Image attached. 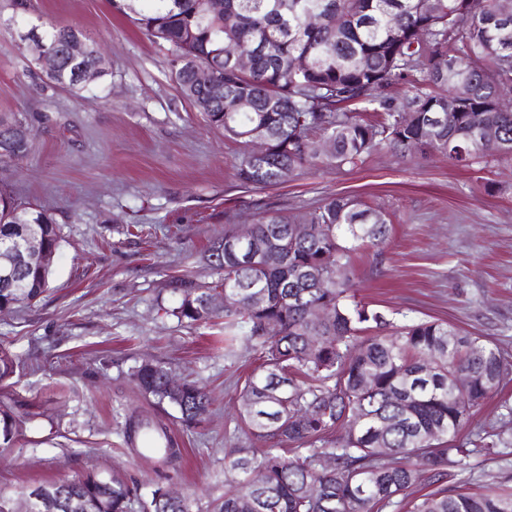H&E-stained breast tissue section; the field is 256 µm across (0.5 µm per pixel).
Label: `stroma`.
Returning <instances> with one entry per match:
<instances>
[{
  "label": "stroma",
  "instance_id": "obj_1",
  "mask_svg": "<svg viewBox=\"0 0 512 512\" xmlns=\"http://www.w3.org/2000/svg\"><path fill=\"white\" fill-rule=\"evenodd\" d=\"M14 14L13 0H0V113H26L33 146L0 166V187L47 211L60 242L49 290L0 313V346L18 362L0 402L15 397L36 413L0 447V493L19 499L37 485L119 472L137 490L131 512L160 486L211 512L231 451L247 442L238 394L255 354L244 338L227 354L222 324L174 316L173 286L216 280L205 251L226 225L252 223V200L289 213L345 194L381 208L389 239L354 253L351 303L398 325L445 322L512 354V163L382 151L354 169L307 168L254 190L234 176L239 144L181 96L166 48L112 0H29L24 20ZM44 22L75 27L102 50L107 71L83 98L48 86L25 38ZM132 224L141 233L129 234ZM146 360L205 386L209 414L187 425L140 393L131 373ZM133 420L166 431L181 459L163 465L131 444Z\"/></svg>",
  "mask_w": 512,
  "mask_h": 512
}]
</instances>
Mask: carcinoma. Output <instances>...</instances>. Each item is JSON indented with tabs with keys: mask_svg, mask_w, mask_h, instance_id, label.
<instances>
[{
	"mask_svg": "<svg viewBox=\"0 0 512 512\" xmlns=\"http://www.w3.org/2000/svg\"><path fill=\"white\" fill-rule=\"evenodd\" d=\"M156 43L169 46V64L183 98L224 137L241 144L234 171L240 184L266 189L305 168L351 169L374 152L437 153L454 165L487 157L512 159V110L489 107L512 87V16L498 18L494 0H112ZM43 42L58 56L48 79L79 93L82 68L100 66L97 49L70 26L42 27ZM79 42L82 55L67 47ZM251 55V68L235 64V52ZM306 60L300 66L298 61ZM206 69L211 84L196 79ZM404 83L401 98L392 88ZM250 98L253 111L235 103ZM460 110L448 111V98ZM496 129L485 140L477 126ZM263 129L269 154L257 160L249 144ZM11 141L0 163L25 158L32 143L21 112L0 114V139ZM331 142L325 151V142ZM253 246L265 251L253 265L229 246L235 230L207 250L219 278L205 288L182 280L184 298L173 314L192 323L224 320V331L246 329L260 366L241 390V423L251 444L234 450V476L213 512H512L509 487L453 489L407 500L425 476L443 480L466 471L476 455L505 456L512 448V407L506 420L464 444L456 435L470 412L493 397L512 374V355L478 336L436 321L396 325L378 312L348 303L351 253L356 243L388 239L384 213L356 196L329 197L295 213L255 201ZM15 224H34L49 247L60 229L41 210L20 207L0 190V250ZM293 224L307 232L294 237ZM335 253L333 267L322 265ZM50 286L36 269L20 287L0 288V309L27 305ZM199 290L189 301L187 295ZM223 297L218 306L208 299ZM318 303L321 321L308 315ZM17 363L0 348V383ZM469 379L454 386L455 373ZM138 389L175 407L185 422L207 414L210 396L193 381L170 401L168 370L142 363L133 373ZM30 419L0 404V443L17 439ZM323 446L318 448L316 443ZM297 455L289 458L281 450ZM329 457L333 466L323 468ZM255 470L262 484L251 482ZM318 485L316 495L308 487ZM56 497L57 512H82V500L104 494L109 512H129L132 489L112 477L91 475L40 485ZM143 512H191L187 497L167 499L156 488Z\"/></svg>",
	"mask_w": 512,
	"mask_h": 512,
	"instance_id": "1",
	"label": "carcinoma"
}]
</instances>
